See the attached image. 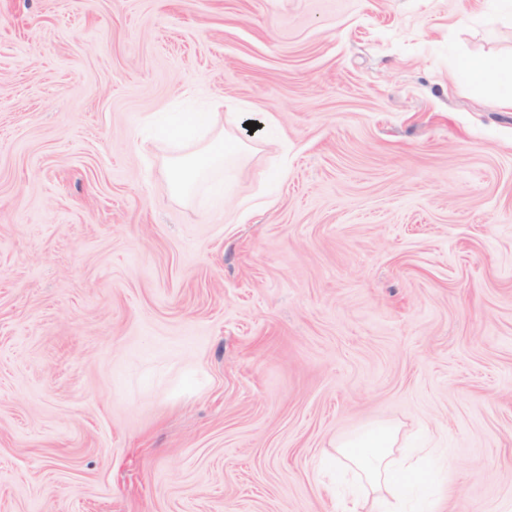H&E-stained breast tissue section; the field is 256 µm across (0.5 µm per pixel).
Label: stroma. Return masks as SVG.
Wrapping results in <instances>:
<instances>
[{
    "instance_id": "1",
    "label": "stroma",
    "mask_w": 512,
    "mask_h": 512,
    "mask_svg": "<svg viewBox=\"0 0 512 512\" xmlns=\"http://www.w3.org/2000/svg\"><path fill=\"white\" fill-rule=\"evenodd\" d=\"M512 0H0V512H336L376 423L512 506ZM253 141L187 198L156 126ZM272 114V131L245 124ZM459 75L478 86H484L487 81L494 82L495 85L508 83L509 94L500 97L499 103L504 107L512 108V60L502 61L495 58L466 60L460 66Z\"/></svg>"
}]
</instances>
